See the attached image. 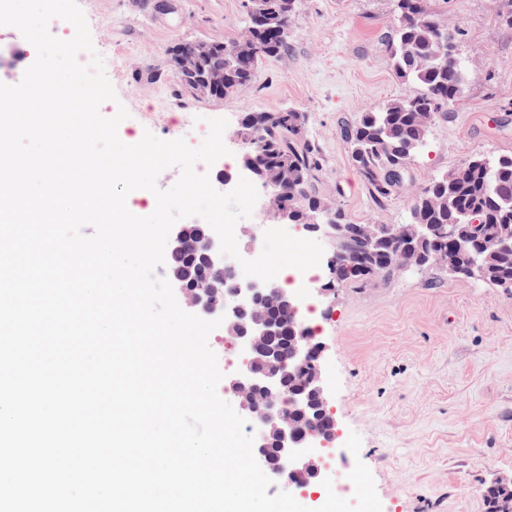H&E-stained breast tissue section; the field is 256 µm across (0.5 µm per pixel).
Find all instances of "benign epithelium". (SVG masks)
<instances>
[{"mask_svg":"<svg viewBox=\"0 0 512 512\" xmlns=\"http://www.w3.org/2000/svg\"><path fill=\"white\" fill-rule=\"evenodd\" d=\"M193 239L195 247L205 261L202 274L203 286L190 288L185 284V274L175 270L171 274L173 286L178 290L186 307L205 320L223 318V324L235 327L233 347L250 356L261 351L278 329L268 314V309L285 303L283 295L261 280L243 281L232 275L234 267L226 263L220 253L217 235L209 228L180 224L171 230L169 252L180 253L187 241ZM288 312L297 311L296 299L287 301ZM316 362L306 387L302 392L283 399L280 391L282 358L272 355L267 360L253 359L247 367L237 370L224 384L225 391L237 400L242 415L254 419L256 425L254 455L271 477L283 482V472H288L286 485L292 492L305 493L312 481L321 474L320 457L313 448H334L339 430H311L302 438L288 418V407L305 409L313 402L329 405L321 379L322 343H316ZM277 441V458H271L267 438Z\"/></svg>","mask_w":512,"mask_h":512,"instance_id":"7a95c632","label":"benign epithelium"}]
</instances>
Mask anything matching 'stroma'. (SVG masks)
Returning <instances> with one entry per match:
<instances>
[{
    "mask_svg": "<svg viewBox=\"0 0 512 512\" xmlns=\"http://www.w3.org/2000/svg\"><path fill=\"white\" fill-rule=\"evenodd\" d=\"M117 99L125 106L119 136L152 133L199 146L208 122L228 119L226 147L241 156L235 132L243 112L288 106L306 115L323 166L314 186L357 224H404L409 194L481 154L512 152V29L496 20L499 0H430L460 28L463 92L439 113L427 144L410 165L406 191L376 205L349 158L340 128L360 112L402 94L383 38L395 24L392 0H302L287 55L262 64L257 80L222 101L180 95L167 50L182 39L237 37L242 0H77ZM13 27L0 26V83L17 84L34 53ZM162 72L140 78L144 66ZM260 194L235 227L238 250L251 258L274 222ZM317 312L325 346L322 373L340 437L334 456L360 457L370 469L382 512H486L483 488L512 476V291L457 279L435 268H403L331 297L317 281L297 285ZM361 438L359 454L346 447Z\"/></svg>",
    "mask_w": 512,
    "mask_h": 512,
    "instance_id": "obj_1",
    "label": "stroma"
}]
</instances>
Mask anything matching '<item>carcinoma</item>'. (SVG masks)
I'll use <instances>...</instances> for the list:
<instances>
[{
	"label": "carcinoma",
	"mask_w": 512,
	"mask_h": 512,
	"mask_svg": "<svg viewBox=\"0 0 512 512\" xmlns=\"http://www.w3.org/2000/svg\"><path fill=\"white\" fill-rule=\"evenodd\" d=\"M296 0H255L244 14V27L232 40L183 39L168 49L169 69L180 91L194 98L223 100L252 86L262 60L288 51V30ZM396 25L384 36L393 71L404 92L386 104L362 112L341 134L350 159L381 205L402 191L409 166L424 146L437 114L448 110L465 81L456 54L459 28L434 11L429 0H393ZM224 77L221 87L208 80ZM244 141L242 157L249 158L257 183L269 181L276 206L288 211L293 223L306 228L314 217L330 229L337 259V288L365 285L400 268L399 255L408 250L418 266L431 264L434 254L445 257L443 272L460 264L481 269L479 279L499 288H512V153L497 157L475 155L412 193L410 221L402 234L391 224L370 223L374 236L358 234L341 208L313 190L312 179L322 167L318 145L307 134L306 116L296 108L243 113L237 130ZM479 219L472 225L473 219ZM455 226L448 235V225ZM284 326L276 345L283 355L301 345L311 349L292 361L285 394L301 388L311 376L316 341L298 316L283 314ZM303 434L330 426V411L316 416L291 415ZM500 484L484 487L487 512H502Z\"/></svg>",
	"instance_id": "obj_1"
}]
</instances>
